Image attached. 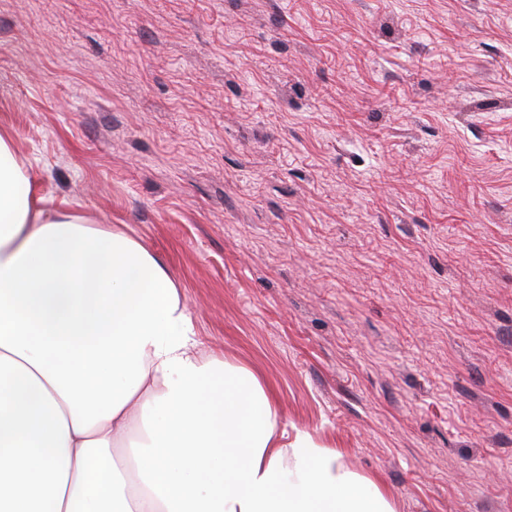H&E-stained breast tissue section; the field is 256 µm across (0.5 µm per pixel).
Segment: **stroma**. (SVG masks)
Returning a JSON list of instances; mask_svg holds the SVG:
<instances>
[{"instance_id": "obj_1", "label": "stroma", "mask_w": 512, "mask_h": 512, "mask_svg": "<svg viewBox=\"0 0 512 512\" xmlns=\"http://www.w3.org/2000/svg\"><path fill=\"white\" fill-rule=\"evenodd\" d=\"M395 512H512V0H0V132Z\"/></svg>"}]
</instances>
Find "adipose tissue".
<instances>
[{
  "label": "adipose tissue",
  "instance_id": "obj_1",
  "mask_svg": "<svg viewBox=\"0 0 512 512\" xmlns=\"http://www.w3.org/2000/svg\"><path fill=\"white\" fill-rule=\"evenodd\" d=\"M124 232L50 210L0 134V512H394Z\"/></svg>",
  "mask_w": 512,
  "mask_h": 512
}]
</instances>
